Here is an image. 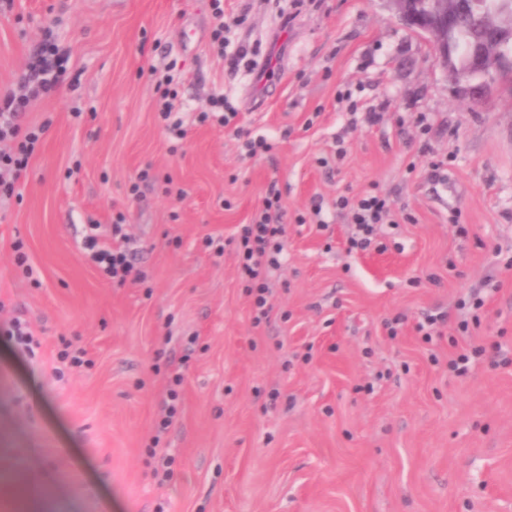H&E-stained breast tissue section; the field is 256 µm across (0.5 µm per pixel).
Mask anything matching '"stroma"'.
Listing matches in <instances>:
<instances>
[{
    "instance_id": "stroma-1",
    "label": "stroma",
    "mask_w": 512,
    "mask_h": 512,
    "mask_svg": "<svg viewBox=\"0 0 512 512\" xmlns=\"http://www.w3.org/2000/svg\"><path fill=\"white\" fill-rule=\"evenodd\" d=\"M223 4L248 10L232 43L263 53L295 17L262 109L250 67L229 72L211 41L212 0H15L0 15V93L17 89L43 29L68 56L65 83L22 117L48 129L0 196V476L30 487L14 512H512V84L460 98L388 0ZM173 60L189 123L176 147L154 91ZM340 90L378 121L353 120ZM215 94L269 152L241 158L224 128L193 124ZM339 136L331 171L319 161ZM437 160L447 184L427 178ZM146 168L153 181L130 194ZM273 179L288 257L256 327L223 243ZM373 184L394 207L386 251L347 253L336 214L324 231L295 221L312 197ZM120 213L146 281L115 288L83 243ZM430 312L448 323L428 341L416 325ZM16 317L35 353L4 335ZM68 341L87 363L59 375ZM473 345L484 352L466 372L451 368ZM180 356L161 482L146 447Z\"/></svg>"
}]
</instances>
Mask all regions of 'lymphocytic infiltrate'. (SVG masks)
I'll return each mask as SVG.
<instances>
[{"label": "lymphocytic infiltrate", "instance_id": "f902f5d3", "mask_svg": "<svg viewBox=\"0 0 512 512\" xmlns=\"http://www.w3.org/2000/svg\"><path fill=\"white\" fill-rule=\"evenodd\" d=\"M64 71L61 53L52 37H44L39 49L30 56L20 77L24 89L22 95L7 94L0 98V143L9 142L8 151L0 152V194H13L16 181L28 167L37 144L45 133V126L22 127L17 118L27 107L51 94L59 85ZM238 111L227 99L215 98L202 107L197 115L199 123L217 121L232 129L241 139L245 157L253 158L268 152L270 145L265 136L251 135L237 124ZM337 214L352 224L353 232L348 239V252H366L373 246L377 228L393 221L389 199L377 189H369L355 196H337L332 202ZM282 194L277 183H269L262 206L249 224L243 225L236 240L237 272L243 288L251 299L254 324L266 321L271 312L268 304V278L273 270L282 265L285 250L286 226L283 222ZM111 242L99 241L96 235H88L85 245L91 260L101 273L117 285L141 283L145 280L137 270L125 247L128 236L124 231L123 218H116L111 226Z\"/></svg>", "mask_w": 512, "mask_h": 512}]
</instances>
